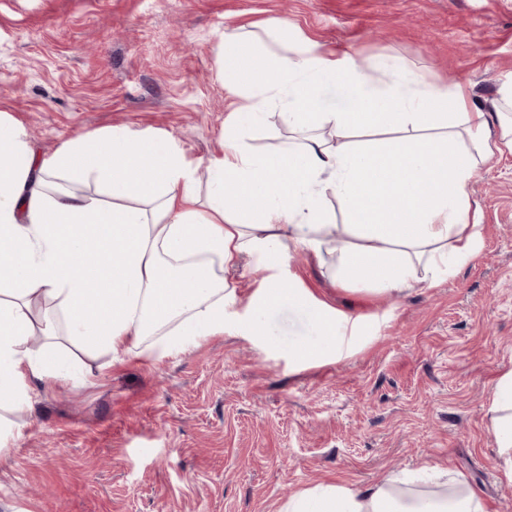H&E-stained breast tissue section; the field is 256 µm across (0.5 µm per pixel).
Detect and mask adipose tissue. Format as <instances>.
I'll return each mask as SVG.
<instances>
[{
  "label": "adipose tissue",
  "instance_id": "adipose-tissue-1",
  "mask_svg": "<svg viewBox=\"0 0 512 512\" xmlns=\"http://www.w3.org/2000/svg\"><path fill=\"white\" fill-rule=\"evenodd\" d=\"M264 63H243L248 32H225L224 85L241 98L224 119L222 155L206 170L167 138L122 127L79 135L40 155L0 119V408H25L30 380L66 382L72 365L57 336L89 359L161 356L220 336L238 304L225 269L244 257L283 263L302 251L336 255L337 283L401 296L454 276L482 248L469 183L495 151L512 149V82L489 110L465 87L425 79L401 57L374 59L369 81L348 55L334 56L283 20L269 21ZM340 85L352 107H320ZM288 106L292 138L260 154L248 129L266 107ZM377 136L376 144L358 137ZM94 181L110 203L67 189ZM341 204V217L327 207ZM50 310H40L43 300ZM284 305L318 324V343L299 345L296 367L340 361L365 343L366 326L304 289L274 282L250 298L246 335L266 336ZM43 336L31 348L33 336ZM492 429L512 480V370L494 387ZM281 512H488L458 473L390 474L369 484L321 483L289 497Z\"/></svg>",
  "mask_w": 512,
  "mask_h": 512
}]
</instances>
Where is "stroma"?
<instances>
[{"label":"stroma","instance_id":"stroma-1","mask_svg":"<svg viewBox=\"0 0 512 512\" xmlns=\"http://www.w3.org/2000/svg\"><path fill=\"white\" fill-rule=\"evenodd\" d=\"M272 18L362 65L401 56L479 107L512 81V0H0V115L40 154L124 127L206 168L236 100L219 70L224 33ZM289 135L274 106L248 137L265 153ZM469 191L483 247L434 287L346 290L331 254L226 272L242 306L268 276L383 319L350 358L294 370L291 350L319 328L283 306L267 316L265 350L230 330L185 353L102 356L84 381L32 380L14 415L24 435L0 453V512H279L319 483L426 466L463 473L488 512H504L512 481L490 408L512 369V153L490 157Z\"/></svg>","mask_w":512,"mask_h":512}]
</instances>
